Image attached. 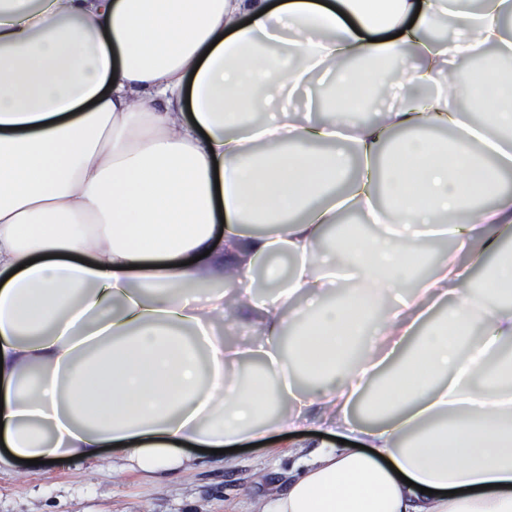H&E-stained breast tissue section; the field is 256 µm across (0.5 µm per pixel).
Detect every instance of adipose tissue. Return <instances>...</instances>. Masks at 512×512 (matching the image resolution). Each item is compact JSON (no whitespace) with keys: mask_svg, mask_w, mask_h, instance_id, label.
<instances>
[{"mask_svg":"<svg viewBox=\"0 0 512 512\" xmlns=\"http://www.w3.org/2000/svg\"><path fill=\"white\" fill-rule=\"evenodd\" d=\"M511 61L512 0H0V473L311 422L357 447L262 512H512ZM333 75L330 120H253ZM292 260L286 257H274L267 262L261 263L255 271L259 278L260 287L257 288L260 293L271 294L276 290L277 277L285 275L287 261Z\"/></svg>","mask_w":512,"mask_h":512,"instance_id":"ef3b65f1","label":"adipose tissue"}]
</instances>
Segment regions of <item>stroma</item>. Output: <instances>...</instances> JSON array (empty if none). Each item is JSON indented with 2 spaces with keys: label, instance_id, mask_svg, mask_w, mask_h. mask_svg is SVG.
<instances>
[{
  "label": "stroma",
  "instance_id": "35a3bbf8",
  "mask_svg": "<svg viewBox=\"0 0 512 512\" xmlns=\"http://www.w3.org/2000/svg\"><path fill=\"white\" fill-rule=\"evenodd\" d=\"M313 441L295 434L225 454L197 450L190 467L158 480L113 470L108 451L54 467L24 465L0 475V512H259L287 491L293 461Z\"/></svg>",
  "mask_w": 512,
  "mask_h": 512
}]
</instances>
